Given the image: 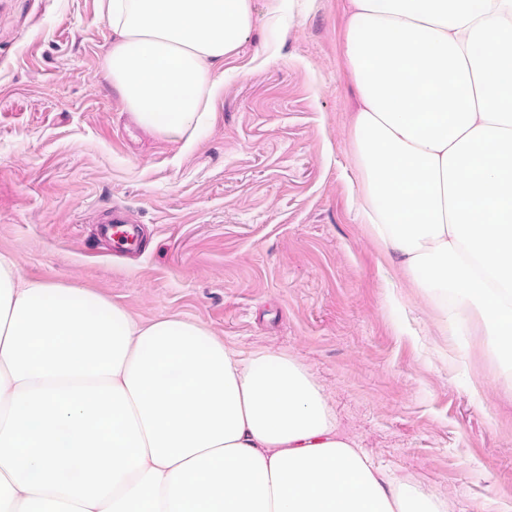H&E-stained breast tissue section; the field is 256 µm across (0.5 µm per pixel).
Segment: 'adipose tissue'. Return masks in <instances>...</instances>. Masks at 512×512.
Wrapping results in <instances>:
<instances>
[{"label": "adipose tissue", "instance_id": "obj_1", "mask_svg": "<svg viewBox=\"0 0 512 512\" xmlns=\"http://www.w3.org/2000/svg\"><path fill=\"white\" fill-rule=\"evenodd\" d=\"M358 210L512 379V0H347ZM107 76L193 140L251 0H109ZM0 512H444L343 435L295 358L135 318L0 255Z\"/></svg>", "mask_w": 512, "mask_h": 512}]
</instances>
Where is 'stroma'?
<instances>
[{"mask_svg": "<svg viewBox=\"0 0 512 512\" xmlns=\"http://www.w3.org/2000/svg\"><path fill=\"white\" fill-rule=\"evenodd\" d=\"M346 0H252L192 145L112 90L105 0H0V255L152 321L296 358L341 431L447 512H512V382L360 221ZM146 229L117 255L97 233ZM480 395H473V388ZM102 224L101 232L116 247L133 250L137 247L140 235V224L132 216L112 218V212Z\"/></svg>", "mask_w": 512, "mask_h": 512, "instance_id": "1", "label": "stroma"}]
</instances>
